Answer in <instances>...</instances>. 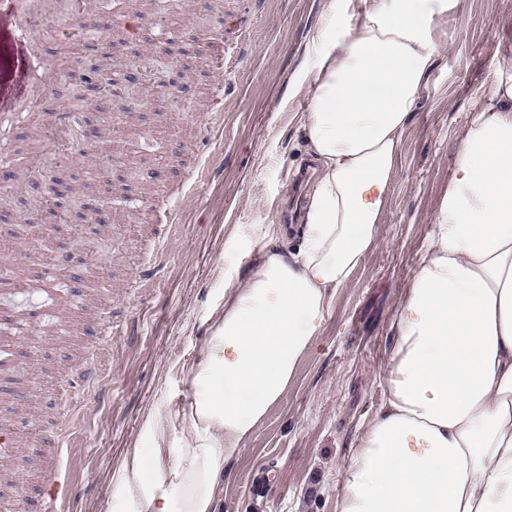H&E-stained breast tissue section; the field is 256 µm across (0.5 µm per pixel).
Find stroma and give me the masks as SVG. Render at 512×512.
<instances>
[{"label":"stroma","mask_w":512,"mask_h":512,"mask_svg":"<svg viewBox=\"0 0 512 512\" xmlns=\"http://www.w3.org/2000/svg\"><path fill=\"white\" fill-rule=\"evenodd\" d=\"M331 0H100L104 17L130 18L139 37L117 52L152 62L154 81L110 96L86 78L82 5L63 18L33 16L22 37L13 0H0V139L18 182L0 192V324L15 357L0 372V501L45 499L54 457L67 498L59 512H119L114 473L133 448L177 447L188 376L224 288L249 267L232 236L258 224H294L313 176L299 118L309 106L298 75L316 62L313 39ZM247 26L243 59L227 51ZM451 45L428 78L388 188L379 243L339 290L325 327L283 401L257 428L219 492L221 512H336L343 463L363 422L381 406L377 373L415 258L448 192L468 112L489 92L486 74L512 46V0H462L444 22ZM46 61L47 91L31 120L14 104L30 85V52ZM224 84L223 120L205 122L212 86ZM193 177L166 224L169 180ZM56 179L99 196L111 219L25 223L36 185ZM113 322L104 338L63 332L64 318ZM100 360L93 385L78 365Z\"/></svg>","instance_id":"35a3bbf8"}]
</instances>
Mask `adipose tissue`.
Returning a JSON list of instances; mask_svg holds the SVG:
<instances>
[{"mask_svg": "<svg viewBox=\"0 0 512 512\" xmlns=\"http://www.w3.org/2000/svg\"><path fill=\"white\" fill-rule=\"evenodd\" d=\"M461 0H334L300 80L313 180L296 227L260 224L249 270L190 369L175 448H133L127 512H219L232 461L286 396L376 245L402 138ZM470 114L448 194L390 325L385 400L351 446L336 512H512V49Z\"/></svg>", "mask_w": 512, "mask_h": 512, "instance_id": "1", "label": "adipose tissue"}]
</instances>
